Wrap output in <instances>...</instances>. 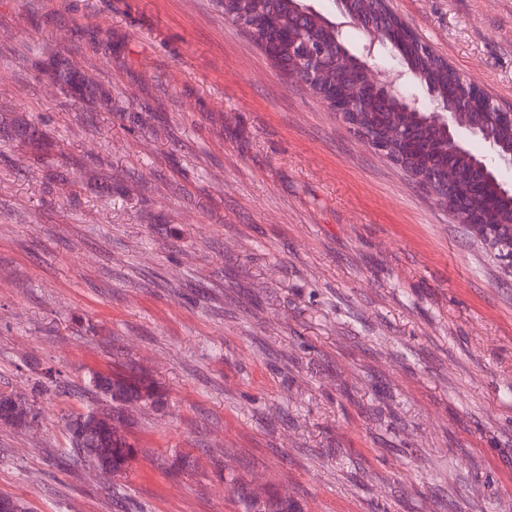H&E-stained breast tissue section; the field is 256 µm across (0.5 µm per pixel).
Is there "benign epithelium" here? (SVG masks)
I'll return each mask as SVG.
<instances>
[{
  "mask_svg": "<svg viewBox=\"0 0 512 512\" xmlns=\"http://www.w3.org/2000/svg\"><path fill=\"white\" fill-rule=\"evenodd\" d=\"M336 10L344 21L336 24V31L342 32L349 25L357 27L367 34L366 41L357 50L345 45L336 49V73L350 75L353 78L352 90L345 92L340 84L320 86L319 80L325 60L322 54L305 41L289 42L290 33L286 30L267 35L263 21L253 19L246 27L260 36L265 46L288 44V53L292 56L290 71L300 74L306 85L312 88L331 108L348 129L373 153L394 161L409 171L419 185L440 203L448 206L461 224H484V215L473 209L464 195H458L453 189L452 174L448 169L425 173L407 165L408 145L411 139L405 135L388 138L379 129L363 123L361 111L364 110L368 96L380 95L393 99L401 112L418 113L429 106L433 92L422 87L423 95L408 94L406 86L418 82L419 75L405 70H388L375 64L387 45L378 36L379 27L374 22L376 14L364 13L354 8L353 0H336ZM480 101L483 107L492 111L502 124L512 126V112H506L492 97L484 94L480 88L465 78H460L457 93L456 111L448 114L437 110L430 116L440 124L448 136V143L466 150L470 141L480 137V126L459 120L458 113L468 110L474 101ZM485 150L471 155L473 170L483 182L495 187L498 195H512V183L505 174L512 171V147L504 150L499 142L490 138L484 140Z\"/></svg>",
  "mask_w": 512,
  "mask_h": 512,
  "instance_id": "1",
  "label": "benign epithelium"
}]
</instances>
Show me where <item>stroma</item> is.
<instances>
[{
    "label": "stroma",
    "mask_w": 512,
    "mask_h": 512,
    "mask_svg": "<svg viewBox=\"0 0 512 512\" xmlns=\"http://www.w3.org/2000/svg\"><path fill=\"white\" fill-rule=\"evenodd\" d=\"M388 4L512 109V0ZM133 368L165 404L127 476L58 465L88 371ZM1 392L29 512H512V269L223 0H0ZM54 80L78 100L100 102L111 108L109 97L101 84L83 73H79L69 64L58 63L52 68ZM36 418L33 404L13 399L12 394H0V424L27 429ZM234 492L242 500L246 512H288V501L283 498L270 497L265 501L255 499L244 486L238 485Z\"/></svg>",
    "instance_id": "1"
}]
</instances>
